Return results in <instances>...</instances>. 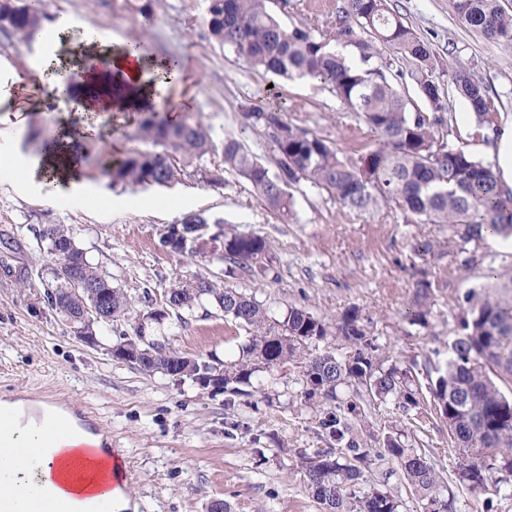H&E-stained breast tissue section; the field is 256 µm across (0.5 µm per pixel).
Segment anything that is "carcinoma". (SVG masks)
Returning a JSON list of instances; mask_svg holds the SVG:
<instances>
[{
  "mask_svg": "<svg viewBox=\"0 0 512 512\" xmlns=\"http://www.w3.org/2000/svg\"><path fill=\"white\" fill-rule=\"evenodd\" d=\"M210 37L242 56L255 71L274 77L309 78L331 88L363 121L376 143L354 161H343L325 140L293 127L275 101L253 105L246 116L271 133L278 155L274 173L234 137L216 143L209 130L189 119L170 123L147 119L128 138L121 159L110 165H89L114 187L167 186L185 174L183 162H202L219 154L222 166L204 173L207 182L224 184V172L251 182L257 199L288 219L294 214L293 190L305 182L324 190L341 208L363 212L395 204L422 223L445 224L457 244L460 269L482 262L467 248L488 236L512 237V188L505 187L490 163L472 157L440 136L447 110L444 88L433 75L432 49L391 13L385 0H341L330 27L303 23L285 26L270 7L271 0H205ZM156 0H130L140 26L156 22ZM44 0H0V35L30 42L44 18ZM453 9L470 29L493 42L512 44V14L499 0H453ZM421 64L416 80L423 106L410 102L396 88L391 63L383 60L377 42ZM352 47L347 55L336 45ZM152 80H174L181 59L147 60ZM480 128H496L500 116L483 84L470 69L456 67L449 76ZM224 219L192 214L170 225L161 244L177 254H205L224 262V276L235 279L256 272L275 280L270 243L260 235L227 229ZM217 225L209 237L195 227ZM51 264L44 280V302L63 316L77 318L92 293L111 289L105 317L76 325L94 335L102 326L129 320L131 301L112 287V276L79 248L70 230L54 224L41 232ZM432 283L419 282L417 310L411 322L427 324L425 304ZM467 306L457 319L448 356L440 362L399 361L380 348L358 324L356 313L338 326L347 352L309 353L312 343L328 335L323 321L304 307L290 306L279 319L255 298L237 288L217 289L205 278L182 281L165 294V305L190 312L211 304L251 339L234 360L224 362V392L248 394L252 378L290 362L302 369V396L319 407V436L329 444L299 453L307 487L323 512H400L403 501L368 478L374 465L385 475L398 473L407 486L428 501L430 512H449L440 491L449 477L472 492L487 488L498 473V486L511 488L512 499V271L490 270L488 283L466 293ZM151 371L179 372L198 379L212 364L192 359L154 340ZM391 404L396 414L427 412L448 431V446L461 460L443 462L437 449L419 439L410 445L393 416L380 411Z\"/></svg>",
  "mask_w": 512,
  "mask_h": 512,
  "instance_id": "cac0c4a2",
  "label": "carcinoma"
}]
</instances>
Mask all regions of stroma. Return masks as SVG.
<instances>
[{
  "mask_svg": "<svg viewBox=\"0 0 512 512\" xmlns=\"http://www.w3.org/2000/svg\"><path fill=\"white\" fill-rule=\"evenodd\" d=\"M44 3L47 17L66 13L82 22L63 37L60 55L80 45L85 29L95 28L119 41L143 38L147 56L181 57V80L158 90V98L182 99L186 115L211 128L216 140L234 136L268 167L277 162L273 141L246 114L272 83L288 123L325 139L340 158H356L359 147L374 140L330 89L301 79L274 82L211 40L204 0H157V22L146 35L123 0ZM387 6L430 44L440 83H447L455 66L469 68L488 88L500 113L498 128H512V45L473 32L456 16L452 0H387ZM31 50L17 41L0 46L14 83L7 106L27 118L20 139L0 136V160L32 152L30 132L56 131L62 122L79 120L39 81L27 79ZM200 80L210 88L208 97L195 93ZM444 118L449 143L496 163L493 130L477 128L457 94H450ZM93 120L99 132L87 147L115 156L142 115L102 112ZM225 179L226 186H210L191 166L172 186L126 189L133 203L123 209L109 205L114 191L103 177L89 179L88 199L26 198L0 182V393L48 395L56 404L82 407L125 456L137 512H210L217 500L229 502L232 512H320L298 459L299 450L323 445L316 410L301 396L298 368L258 372L250 395L232 401L192 379L176 380L113 359L108 349L117 332L100 328L98 345H88L41 301L50 257L40 230L67 225L78 246L111 276L113 287L131 298L134 311L142 310L147 295L162 303L177 279L203 277L255 297L276 317L289 306H302L333 327L347 311L357 310L368 337L405 361L446 351L466 292L484 283L487 267H512V242H480L484 263L466 273L446 225L407 222L390 206L349 212L305 183L295 192V215L286 221L260 204L250 182L231 173ZM178 200L185 202L186 214L221 217L239 231L266 237L278 280L246 275L228 281L223 262L162 246L164 229L181 221L168 209ZM422 279L433 284L424 327L406 317ZM154 334L179 354L205 361L236 358L248 341L245 329L213 307L196 309L184 321L169 316ZM260 450L266 456L262 462L256 459Z\"/></svg>",
  "mask_w": 512,
  "mask_h": 512,
  "instance_id": "stroma-1",
  "label": "stroma"
}]
</instances>
